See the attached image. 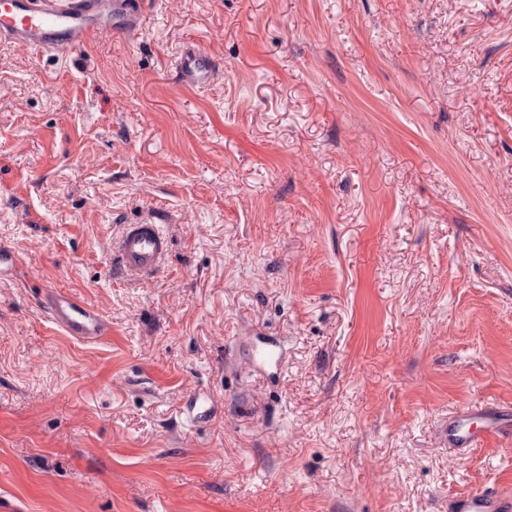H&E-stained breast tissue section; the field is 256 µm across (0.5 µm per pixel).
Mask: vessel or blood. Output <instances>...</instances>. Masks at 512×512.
<instances>
[{"instance_id":"b4317fda","label":"vessel or blood","mask_w":512,"mask_h":512,"mask_svg":"<svg viewBox=\"0 0 512 512\" xmlns=\"http://www.w3.org/2000/svg\"><path fill=\"white\" fill-rule=\"evenodd\" d=\"M126 8L125 0H0V44L20 45L40 55H63L91 36L111 34L113 18L122 16ZM218 69L216 61L200 49L180 60L184 80L197 85L208 82ZM167 249L160 225H127L118 244L120 270L135 276L152 275ZM46 306L67 335L88 340L107 332L94 309L64 291L47 290ZM499 430L492 412L478 404L449 423L448 436L464 451L478 447ZM449 512H512V497L476 490L451 500Z\"/></svg>"}]
</instances>
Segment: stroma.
Masks as SVG:
<instances>
[{
	"instance_id": "stroma-1",
	"label": "stroma",
	"mask_w": 512,
	"mask_h": 512,
	"mask_svg": "<svg viewBox=\"0 0 512 512\" xmlns=\"http://www.w3.org/2000/svg\"><path fill=\"white\" fill-rule=\"evenodd\" d=\"M150 2L66 57L0 46V512L512 492V440H448L478 402L512 429V0ZM144 223L170 249L135 281ZM180 71L186 82L202 85L219 71V66L206 52L194 49L181 58ZM168 249L159 224H128L118 244L120 270L135 276L152 275ZM46 306L48 313L68 336L88 340L106 335L107 329L100 315L91 307L79 304L64 291L48 289Z\"/></svg>"
}]
</instances>
